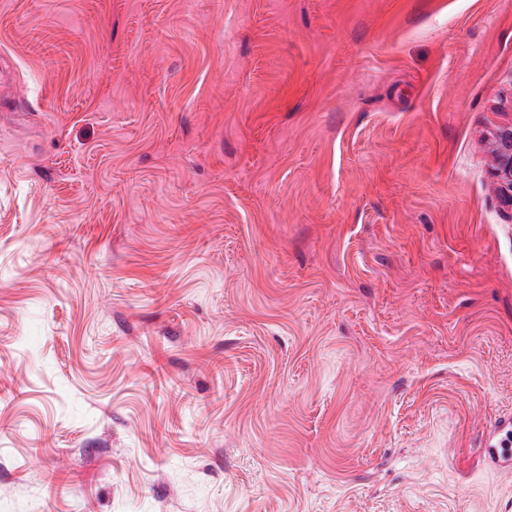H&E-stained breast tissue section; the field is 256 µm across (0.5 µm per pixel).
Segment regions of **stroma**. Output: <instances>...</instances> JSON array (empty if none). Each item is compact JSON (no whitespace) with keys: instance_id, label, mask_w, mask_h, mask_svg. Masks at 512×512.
<instances>
[{"instance_id":"35a3bbf8","label":"stroma","mask_w":512,"mask_h":512,"mask_svg":"<svg viewBox=\"0 0 512 512\" xmlns=\"http://www.w3.org/2000/svg\"><path fill=\"white\" fill-rule=\"evenodd\" d=\"M512 0H0V512H512ZM492 176L501 203L512 211V123L499 127L493 136ZM512 438V413L511 411L500 414L491 424L483 439L484 452L486 448H495L497 456L508 462V471L511 470L512 453L508 448Z\"/></svg>"}]
</instances>
